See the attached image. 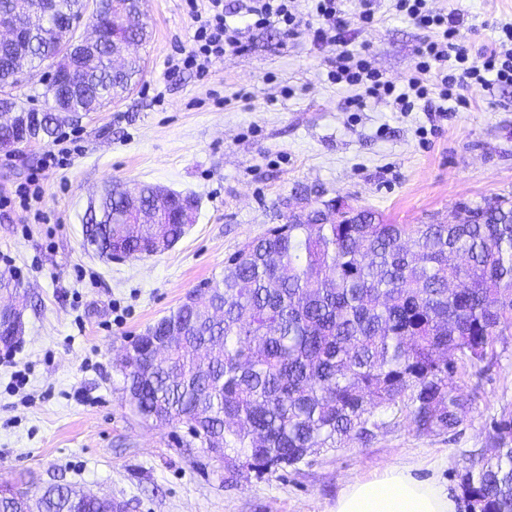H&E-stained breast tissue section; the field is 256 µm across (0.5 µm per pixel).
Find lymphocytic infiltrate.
<instances>
[{
	"label": "lymphocytic infiltrate",
	"mask_w": 512,
	"mask_h": 512,
	"mask_svg": "<svg viewBox=\"0 0 512 512\" xmlns=\"http://www.w3.org/2000/svg\"><path fill=\"white\" fill-rule=\"evenodd\" d=\"M206 10L191 8L195 25L193 43L185 52L183 66L207 74L214 61L242 48L241 29L224 11V0H207ZM342 0H307V9L295 11L292 0H249L244 14L252 26L277 25L288 35L301 30L312 31L317 43L335 47V67L329 73L335 83L361 85L364 95L347 98V106L363 107L365 98L381 99L402 112L412 111L416 101L428 102L425 77L431 68L442 73L441 101H462L463 90L477 85L485 91L512 85V23L499 25L500 35L486 46L479 60H471L469 49L460 37L461 14L431 11L428 0H396L397 11L408 17L425 35L416 48L418 62L406 86L397 87L382 74L371 69L362 54L349 50L348 23L342 16Z\"/></svg>",
	"instance_id": "lymphocytic-infiltrate-1"
}]
</instances>
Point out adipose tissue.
Listing matches in <instances>:
<instances>
[{"label":"adipose tissue","instance_id":"obj_1","mask_svg":"<svg viewBox=\"0 0 512 512\" xmlns=\"http://www.w3.org/2000/svg\"><path fill=\"white\" fill-rule=\"evenodd\" d=\"M455 501L441 485L419 480L393 467L372 480L347 485L334 512H455Z\"/></svg>","mask_w":512,"mask_h":512}]
</instances>
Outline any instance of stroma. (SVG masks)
Listing matches in <instances>:
<instances>
[{
  "mask_svg": "<svg viewBox=\"0 0 512 512\" xmlns=\"http://www.w3.org/2000/svg\"><path fill=\"white\" fill-rule=\"evenodd\" d=\"M429 5L458 9L475 52L495 37L489 21H512V0ZM343 9L351 49L368 47L372 67L404 83L422 30L392 0H379L370 27L359 23V0ZM146 15L152 38L131 92L64 125L55 141L0 151V196L12 200L0 207V271L28 294L20 342L0 346V481L21 473L38 487L76 486L128 512H332L349 482L399 466L460 499L458 471L489 446L494 420L512 416V336L482 373L462 375L475 401L455 431L423 435L401 417L368 442L263 475L216 462L186 425L141 420L115 364L146 327L223 276L247 241L306 208L297 187L395 224L445 221L458 203L512 191V86L491 96L472 88L465 107L438 121L383 101L350 112L347 89L328 77L336 52L312 32L244 27L243 52L202 77L170 68L193 35L184 0H146ZM49 149L62 166L43 168ZM116 182L195 194L193 224L157 255L100 257L83 239V217ZM37 184L33 212L18 196Z\"/></svg>",
  "mask_w": 512,
  "mask_h": 512,
  "instance_id": "obj_1",
  "label": "stroma"
}]
</instances>
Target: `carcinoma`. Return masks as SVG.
<instances>
[{"instance_id": "carcinoma-1", "label": "carcinoma", "mask_w": 512, "mask_h": 512, "mask_svg": "<svg viewBox=\"0 0 512 512\" xmlns=\"http://www.w3.org/2000/svg\"><path fill=\"white\" fill-rule=\"evenodd\" d=\"M51 15L22 21L25 32L61 29L54 38L14 44L11 57L51 69L83 20L103 33L94 67H82L84 88L68 105L104 108L141 80L136 56L112 68L117 38H150L139 0L128 25L112 28L111 0L86 14L84 0H54ZM27 136L50 142L72 121L63 112L42 121L17 95ZM303 217L243 245L206 282L209 306L183 303L150 326L174 336L159 362L117 364L133 411L160 424L180 423L202 444L223 449L224 464L274 473L322 450L338 449L385 425L381 414L406 416L416 431H453L471 405L457 384L460 370L482 369L495 344L512 336V194L460 204L453 220L391 224L368 210H332L323 192ZM134 194L140 210L165 225L173 241L185 233L175 215L191 194L169 192L157 209L153 185L115 184L90 203L83 233L112 257L121 229L112 216ZM147 224L123 238L128 257L149 256ZM477 463L458 473L471 512H512V417ZM41 512H74L71 489L39 493Z\"/></svg>"}]
</instances>
